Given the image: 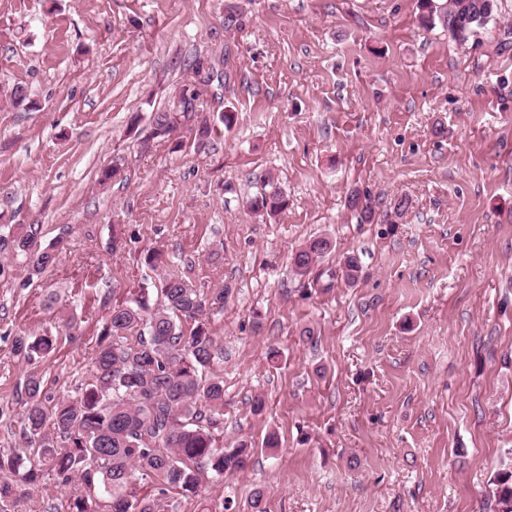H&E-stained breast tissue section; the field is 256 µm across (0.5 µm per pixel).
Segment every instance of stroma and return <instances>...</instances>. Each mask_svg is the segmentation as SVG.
Instances as JSON below:
<instances>
[{
    "mask_svg": "<svg viewBox=\"0 0 512 512\" xmlns=\"http://www.w3.org/2000/svg\"><path fill=\"white\" fill-rule=\"evenodd\" d=\"M415 3L0 0V234L35 224L55 250L33 279L0 257L1 453L23 446L27 377L74 395L113 304L158 288L156 248L224 293L206 317L219 441L255 448L243 472L169 490L168 512H249L258 490L266 512H491L512 449V49L498 47L512 0L464 46L420 27ZM188 83L234 125L203 145L184 127L151 138ZM17 84L32 107L6 98ZM267 172L288 197L270 221L247 208ZM354 189L374 223L346 207ZM318 235L335 247L314 283L291 254ZM351 254L353 286L338 276ZM46 331L48 357L14 354ZM81 493L51 485L11 512H70Z\"/></svg>",
    "mask_w": 512,
    "mask_h": 512,
    "instance_id": "1",
    "label": "stroma"
}]
</instances>
